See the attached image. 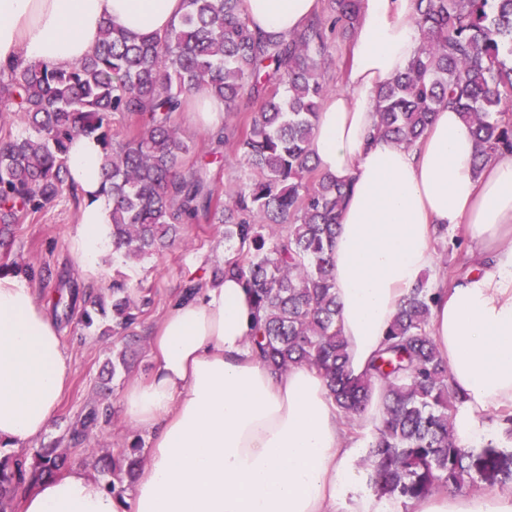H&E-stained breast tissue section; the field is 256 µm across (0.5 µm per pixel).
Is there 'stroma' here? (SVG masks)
<instances>
[{
	"label": "stroma",
	"instance_id": "1",
	"mask_svg": "<svg viewBox=\"0 0 512 512\" xmlns=\"http://www.w3.org/2000/svg\"><path fill=\"white\" fill-rule=\"evenodd\" d=\"M181 135L188 141L190 151L187 162L198 159L210 161L217 175V185L229 188L235 185L240 167L232 146L212 144L206 131L196 128L187 115L176 119ZM78 204L70 195H63L48 205L35 218L14 227V240L10 249L0 248V264L17 263L40 267L48 265L68 271L87 289L101 290L112 281V270L124 267L131 285L142 284L151 288L152 303L138 328L142 343L130 358L131 367L126 374L115 378L107 402L112 410V423L98 431L91 440L92 448L109 451L124 447L136 437L137 431L121 414V395L130 383L147 377L152 369L151 333L165 309L189 277L209 273L212 266L223 263L228 245L224 241L223 226L217 224H191L185 227L183 243L175 244L163 254L146 259L140 264L124 266L121 257L106 255L104 272L98 277L80 275L71 251V239L77 227ZM62 342L71 361L72 373L55 417L41 444H49L63 437L68 427L85 407L100 397L97 389L99 373L117 339L81 329L76 320L60 321Z\"/></svg>",
	"mask_w": 512,
	"mask_h": 512
}]
</instances>
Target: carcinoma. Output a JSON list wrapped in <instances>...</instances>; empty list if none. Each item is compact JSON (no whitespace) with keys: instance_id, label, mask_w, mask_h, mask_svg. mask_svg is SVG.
<instances>
[{"instance_id":"obj_1","label":"carcinoma","mask_w":512,"mask_h":512,"mask_svg":"<svg viewBox=\"0 0 512 512\" xmlns=\"http://www.w3.org/2000/svg\"><path fill=\"white\" fill-rule=\"evenodd\" d=\"M358 0H329L330 17L315 15L301 29L272 37L251 27L242 0H183L177 26L162 35H131L107 21L88 58L68 69L43 62L0 69V114L20 115L22 133L0 136V245L12 226L69 192L66 156L76 136L96 139L103 150V189L112 200V251L127 260L159 255L189 224L224 226L234 253L210 276L191 278L189 298L208 283L241 279L255 301L251 343L278 372L297 365L318 369L346 424L359 422L380 385L382 425L368 445L369 485L378 500L403 505L440 488L487 483L496 493L499 463L475 455L454 436L458 397L447 362L430 333L436 291L420 281L402 301L369 373L352 378L346 344L337 326L332 275L336 223L349 193L344 183L316 175L309 143L321 102L331 92L321 60L328 33L352 32ZM421 46L406 70L378 93V133L407 148L417 145L434 112L448 103L478 145L475 166L512 153V0H417ZM207 90L235 112L246 96L258 110L241 125L211 133L232 143L244 177L224 193L209 163L180 168L189 151L176 126L187 96ZM135 116L137 132L113 131L112 116ZM28 279L56 280L68 300L55 310L79 314L89 330L108 318L114 336H134L151 303L150 289L134 290L112 277L111 303L49 266L14 267ZM127 349L103 368L102 389L127 372ZM108 409L87 407L67 431L73 448L109 423ZM56 446L0 459V501L35 486L66 467ZM143 462L134 441L97 458L104 487L120 500L124 479Z\"/></svg>"}]
</instances>
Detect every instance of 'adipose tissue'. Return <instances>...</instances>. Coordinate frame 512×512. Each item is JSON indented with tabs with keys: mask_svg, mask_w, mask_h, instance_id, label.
<instances>
[{
	"mask_svg": "<svg viewBox=\"0 0 512 512\" xmlns=\"http://www.w3.org/2000/svg\"><path fill=\"white\" fill-rule=\"evenodd\" d=\"M182 3L0 0V67L21 58L69 68L94 53L105 21L162 34ZM315 4L244 0V10L254 28L278 36L302 28ZM420 45L416 0H359L344 85L324 101L310 152L322 175L350 186L332 258L351 377L367 374L401 301L434 270L437 227L464 229L477 243L478 265L440 291L430 322L459 398L455 436L469 448L489 414L512 412V155L475 169L476 141L445 105L415 147L377 135V93ZM67 168L79 196L71 250L96 275L112 222L100 145L75 137ZM254 320L235 279L174 298L153 337L149 378L121 398L125 421L149 439L128 498L75 468L27 491L24 512H397L349 494L381 424L378 398L347 426L318 370L277 375L254 354ZM70 375L48 306L22 276L0 274L1 446L21 448L47 431ZM410 512H512V497L439 491Z\"/></svg>",
	"mask_w": 512,
	"mask_h": 512,
	"instance_id": "obj_1",
	"label": "adipose tissue"
}]
</instances>
